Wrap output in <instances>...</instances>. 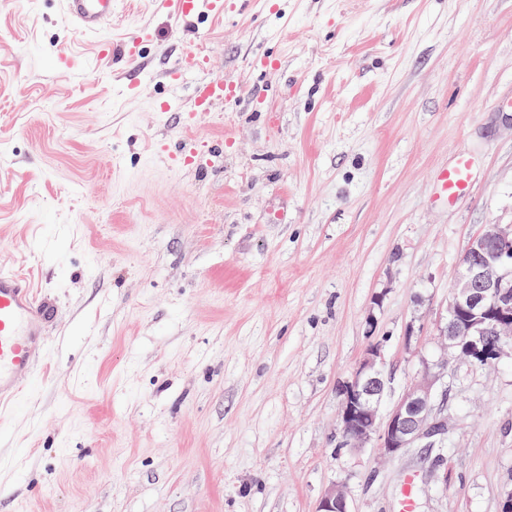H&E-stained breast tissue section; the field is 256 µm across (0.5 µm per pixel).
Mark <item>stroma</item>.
Here are the masks:
<instances>
[{"instance_id": "obj_1", "label": "stroma", "mask_w": 512, "mask_h": 512, "mask_svg": "<svg viewBox=\"0 0 512 512\" xmlns=\"http://www.w3.org/2000/svg\"><path fill=\"white\" fill-rule=\"evenodd\" d=\"M275 2L183 25L118 0L109 35L154 33L133 96L63 0L0 8V264L60 331L0 417V512H318L333 484L352 512H501L511 350L447 355L448 431L399 457L337 413L370 343L385 412L445 355L461 258L512 225V0ZM198 48L242 95L189 123L194 72L162 75ZM161 137L214 151L175 169ZM460 152L472 189L435 204Z\"/></svg>"}]
</instances>
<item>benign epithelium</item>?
<instances>
[{"label":"benign epithelium","instance_id":"benign-epithelium-1","mask_svg":"<svg viewBox=\"0 0 512 512\" xmlns=\"http://www.w3.org/2000/svg\"><path fill=\"white\" fill-rule=\"evenodd\" d=\"M472 260L461 265L448 296L447 321L440 331L446 347L481 365H490L512 343V297L505 291L512 258V225L489 224L473 238ZM447 361H422L414 381L398 403L381 415L386 388L381 347L372 344L340 388L339 425L347 446L375 443L381 455L394 458L415 441L447 432L433 418L435 390ZM319 512H351L344 490L336 485L323 494Z\"/></svg>","mask_w":512,"mask_h":512}]
</instances>
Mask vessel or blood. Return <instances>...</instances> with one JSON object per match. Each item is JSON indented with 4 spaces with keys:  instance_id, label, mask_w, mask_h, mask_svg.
Instances as JSON below:
<instances>
[{
    "instance_id": "vessel-or-blood-1",
    "label": "vessel or blood",
    "mask_w": 512,
    "mask_h": 512,
    "mask_svg": "<svg viewBox=\"0 0 512 512\" xmlns=\"http://www.w3.org/2000/svg\"><path fill=\"white\" fill-rule=\"evenodd\" d=\"M249 0H162L172 16L194 22L201 12L227 16L244 11ZM65 10L77 30L94 41L101 58L119 55L126 64H136L151 39L148 26H141L113 45L105 32L112 21L113 0H64ZM240 85L232 80L204 77L194 87L188 107L191 114L211 111L216 105L238 100ZM437 197L452 204L465 195L472 183L471 162L457 155L435 177ZM56 317L53 306L41 301L28 281L12 270L0 268V412L20 407L23 395L36 379L39 352L49 349L47 330Z\"/></svg>"
}]
</instances>
